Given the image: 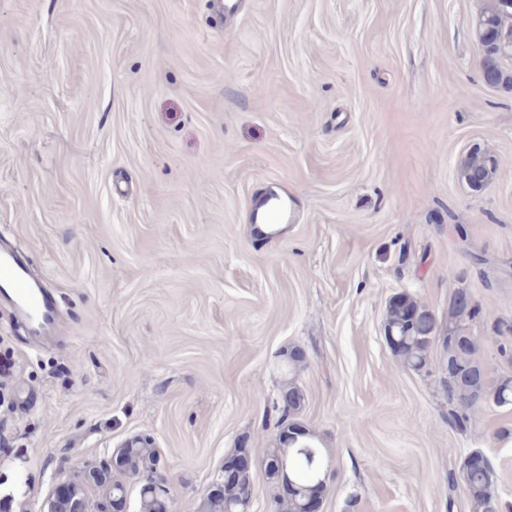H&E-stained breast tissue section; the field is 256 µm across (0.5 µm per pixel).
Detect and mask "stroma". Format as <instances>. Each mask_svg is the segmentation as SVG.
Wrapping results in <instances>:
<instances>
[{
    "label": "stroma",
    "instance_id": "1",
    "mask_svg": "<svg viewBox=\"0 0 512 512\" xmlns=\"http://www.w3.org/2000/svg\"><path fill=\"white\" fill-rule=\"evenodd\" d=\"M0 0V239L58 301L51 339L0 300V500L154 439L172 512L279 438L282 369L332 456L322 512H473L481 451L512 512V406L450 404L448 362L385 341L392 300L512 375V84L487 85L483 0ZM474 146L497 164L471 190ZM285 191L294 223L251 212ZM476 171L484 173L487 183L491 181L496 172L495 160L481 148L480 150H473L462 157L458 165L460 179L467 183L472 189L473 186L469 182V176Z\"/></svg>",
    "mask_w": 512,
    "mask_h": 512
}]
</instances>
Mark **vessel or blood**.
<instances>
[{
	"label": "vessel or blood",
	"instance_id": "obj_1",
	"mask_svg": "<svg viewBox=\"0 0 512 512\" xmlns=\"http://www.w3.org/2000/svg\"><path fill=\"white\" fill-rule=\"evenodd\" d=\"M263 221L285 224L291 219L287 204L279 197L265 198ZM0 298L9 301L31 326L36 336L47 335L56 315L54 298L35 281L25 256L0 246Z\"/></svg>",
	"mask_w": 512,
	"mask_h": 512
}]
</instances>
